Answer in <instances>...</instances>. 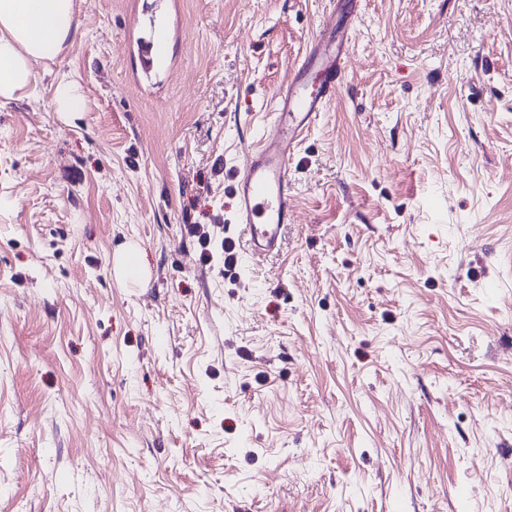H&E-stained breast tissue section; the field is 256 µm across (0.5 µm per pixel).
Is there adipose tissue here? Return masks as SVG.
<instances>
[{
    "mask_svg": "<svg viewBox=\"0 0 512 512\" xmlns=\"http://www.w3.org/2000/svg\"><path fill=\"white\" fill-rule=\"evenodd\" d=\"M75 9V0H0V99L29 88L36 64L71 40Z\"/></svg>",
    "mask_w": 512,
    "mask_h": 512,
    "instance_id": "adipose-tissue-1",
    "label": "adipose tissue"
}]
</instances>
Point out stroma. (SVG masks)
<instances>
[{
  "mask_svg": "<svg viewBox=\"0 0 512 512\" xmlns=\"http://www.w3.org/2000/svg\"><path fill=\"white\" fill-rule=\"evenodd\" d=\"M328 8L81 0L0 101V512H512V0H346L254 264L237 169ZM170 35L164 24L155 20L150 21L149 28L145 36L140 38L138 45L146 74L165 64ZM55 105L57 111L62 113L80 112L82 110L83 100L81 96L75 86L65 78H60L56 85ZM113 270L118 279H138L142 277V269L135 250H130L123 255L114 257Z\"/></svg>",
  "mask_w": 512,
  "mask_h": 512,
  "instance_id": "stroma-1",
  "label": "stroma"
}]
</instances>
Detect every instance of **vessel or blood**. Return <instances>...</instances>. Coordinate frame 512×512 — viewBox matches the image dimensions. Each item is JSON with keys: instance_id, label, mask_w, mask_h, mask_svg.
Listing matches in <instances>:
<instances>
[{"instance_id": "vessel-or-blood-1", "label": "vessel or blood", "mask_w": 512, "mask_h": 512, "mask_svg": "<svg viewBox=\"0 0 512 512\" xmlns=\"http://www.w3.org/2000/svg\"><path fill=\"white\" fill-rule=\"evenodd\" d=\"M169 39L170 31L164 24L150 22L138 45L145 71L165 64ZM348 55V45L336 37L335 20L325 21L301 63L276 91L275 119L237 171L234 221L242 226L251 258L276 250L282 224L294 218L289 177L294 150L303 133L335 98Z\"/></svg>"}]
</instances>
